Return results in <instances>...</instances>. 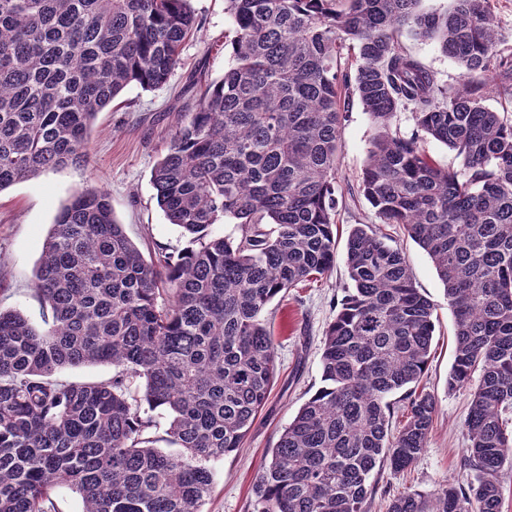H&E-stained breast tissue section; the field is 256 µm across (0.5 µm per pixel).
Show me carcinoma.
I'll return each instance as SVG.
<instances>
[{
	"label": "carcinoma",
	"mask_w": 512,
	"mask_h": 512,
	"mask_svg": "<svg viewBox=\"0 0 512 512\" xmlns=\"http://www.w3.org/2000/svg\"><path fill=\"white\" fill-rule=\"evenodd\" d=\"M420 2L225 0L230 64L151 175L191 246L145 258L107 191L81 190L42 248L46 328L0 309V512H58L60 485L83 512H203L213 463L242 447L278 378L267 306L335 267L336 171L355 96L378 129L360 190L430 258L454 316L448 390L480 372L462 477L400 493L387 512H501L499 474L512 462V117L486 99L512 98V52L498 48L490 0H451L441 14ZM198 27L190 0H0V191L86 161L97 113L130 84H166ZM404 28L440 40L458 86L402 45ZM403 109L409 135L393 127ZM427 137L461 166L434 161ZM224 220L240 225L238 239L212 233ZM344 260L351 288L325 333L323 385L258 472L253 512H365L374 473L403 472L428 447L437 402L418 387L435 307L371 225L350 231ZM93 364L112 365V377H59Z\"/></svg>",
	"instance_id": "carcinoma-1"
}]
</instances>
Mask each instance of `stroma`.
I'll use <instances>...</instances> for the list:
<instances>
[{
	"instance_id": "35a3bbf8",
	"label": "stroma",
	"mask_w": 512,
	"mask_h": 512,
	"mask_svg": "<svg viewBox=\"0 0 512 512\" xmlns=\"http://www.w3.org/2000/svg\"><path fill=\"white\" fill-rule=\"evenodd\" d=\"M191 7L200 28L185 42L168 83L152 90L129 85L99 112L88 163L50 171L0 192V307L19 310L35 327L44 325L43 308L35 293L42 245L58 211L77 191L107 190L115 218L144 255L161 248L175 253L189 244L188 237L168 224L160 210L151 171L165 155L183 113L198 97L197 92H185L188 77L197 74L210 81L223 75L228 66L224 37L233 29L224 0H191ZM399 39L443 84L457 86L460 67L437 41L406 31ZM375 134L367 112L360 103H353L342 129L337 178L344 200L337 245L345 247L356 225H380L388 243L402 249L417 288L436 307L430 364L421 386L434 394L437 417L429 444L411 469L380 470L368 506L369 512H386L393 495L407 490L429 492L459 476L466 446L463 424L472 396L467 389L447 388L453 363V316L430 259L402 226L379 224L359 191ZM349 285L345 263L340 260L323 280L290 289L268 305L266 317L275 339L279 377L243 448L214 463V487L203 512H252L257 473L268 463L289 421L321 385L323 336Z\"/></svg>"
}]
</instances>
